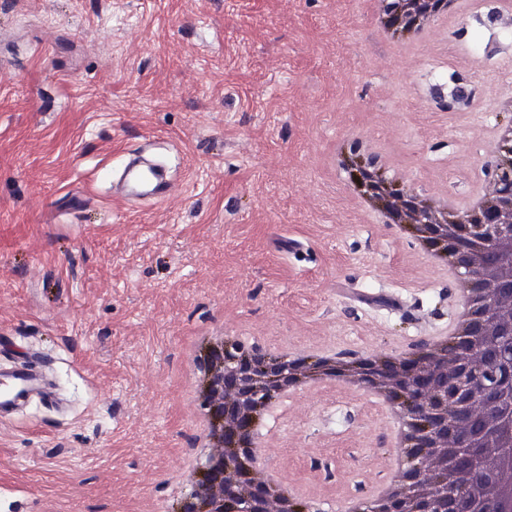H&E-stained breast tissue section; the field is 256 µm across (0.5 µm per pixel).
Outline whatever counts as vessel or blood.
<instances>
[{"label":"vessel or blood","mask_w":512,"mask_h":512,"mask_svg":"<svg viewBox=\"0 0 512 512\" xmlns=\"http://www.w3.org/2000/svg\"><path fill=\"white\" fill-rule=\"evenodd\" d=\"M155 141L148 140L132 150L121 173L124 194L133 201H159L169 195L174 185L166 180L153 151ZM36 375L29 366L20 365L0 376V410L9 411L35 390Z\"/></svg>","instance_id":"1"}]
</instances>
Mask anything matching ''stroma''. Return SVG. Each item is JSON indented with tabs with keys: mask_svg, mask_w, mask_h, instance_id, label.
I'll list each match as a JSON object with an SVG mask.
<instances>
[{
	"mask_svg": "<svg viewBox=\"0 0 512 512\" xmlns=\"http://www.w3.org/2000/svg\"><path fill=\"white\" fill-rule=\"evenodd\" d=\"M397 39L361 0H0V367L63 400L0 419V512H169L198 459L199 332L351 362L447 334L461 285L363 213L342 163L466 204L512 128V0ZM167 199L113 192L142 139ZM406 419L321 379L275 397L265 463L319 512L371 501Z\"/></svg>",
	"mask_w": 512,
	"mask_h": 512,
	"instance_id": "35a3bbf8",
	"label": "stroma"
}]
</instances>
